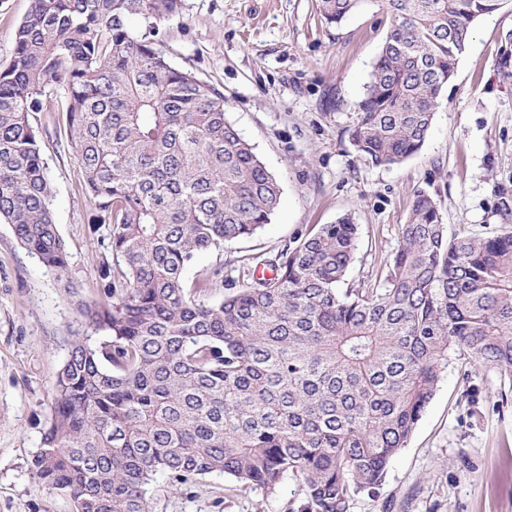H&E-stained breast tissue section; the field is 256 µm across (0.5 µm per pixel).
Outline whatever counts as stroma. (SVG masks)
<instances>
[{
  "mask_svg": "<svg viewBox=\"0 0 512 512\" xmlns=\"http://www.w3.org/2000/svg\"><path fill=\"white\" fill-rule=\"evenodd\" d=\"M30 3L0 0V68ZM388 27L383 0L338 25L321 16L318 0H181L159 21L167 59L223 93L228 119L281 186L270 224L226 244L223 259L203 253L187 270L191 279L223 262L225 285L212 300L225 286L242 287L241 259L261 262L346 214L359 226L349 287H384L420 190L435 198L449 237L502 230L500 212L512 208V0L476 21L422 149L375 166L348 130ZM41 102L51 210L69 261L64 272L47 269L0 224V512H71L66 495L35 477L32 459L68 342L91 332L78 305L97 299L107 253L108 228L95 221L58 125L67 94L51 84ZM148 496L153 512H303L307 502L290 476L264 491L214 474L177 492L160 475ZM348 512H512V374L451 355L407 447Z\"/></svg>",
  "mask_w": 512,
  "mask_h": 512,
  "instance_id": "35a3bbf8",
  "label": "stroma"
}]
</instances>
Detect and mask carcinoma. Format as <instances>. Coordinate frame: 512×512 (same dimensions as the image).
<instances>
[{"mask_svg": "<svg viewBox=\"0 0 512 512\" xmlns=\"http://www.w3.org/2000/svg\"><path fill=\"white\" fill-rule=\"evenodd\" d=\"M367 0H320L339 24ZM391 24L351 145L375 166L416 154L474 22L507 0H384ZM179 0H31L0 69V221L47 268L68 252L36 113L62 85L67 145L108 225L112 261L57 380L35 476L73 512H151L174 487L220 473L250 488L303 481L311 512H348L379 484L432 399L448 355L512 371V232L448 239L415 195L383 288H341L358 228L344 215L246 267L219 302L223 264L197 257L271 223L277 179L224 112V95L171 65L157 21ZM142 21L135 33L131 17Z\"/></svg>", "mask_w": 512, "mask_h": 512, "instance_id": "obj_1", "label": "carcinoma"}]
</instances>
